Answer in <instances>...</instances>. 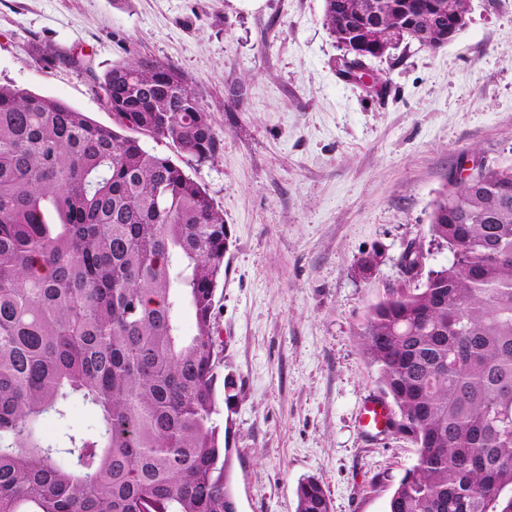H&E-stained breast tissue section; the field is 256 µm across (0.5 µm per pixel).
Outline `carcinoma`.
<instances>
[{
    "instance_id": "1",
    "label": "carcinoma",
    "mask_w": 512,
    "mask_h": 512,
    "mask_svg": "<svg viewBox=\"0 0 512 512\" xmlns=\"http://www.w3.org/2000/svg\"><path fill=\"white\" fill-rule=\"evenodd\" d=\"M338 2L375 20L369 58L448 26L428 17L448 0H324L338 42ZM99 87L111 127L0 86V512H237L214 318L229 230L173 160L209 162L223 140L169 64H115ZM430 233L452 258L385 289L357 331L416 447L386 512H512V166L444 189ZM74 398L96 434L45 438ZM296 497V512H332L311 477Z\"/></svg>"
}]
</instances>
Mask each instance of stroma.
I'll return each mask as SVG.
<instances>
[{"label": "stroma", "mask_w": 512, "mask_h": 512, "mask_svg": "<svg viewBox=\"0 0 512 512\" xmlns=\"http://www.w3.org/2000/svg\"><path fill=\"white\" fill-rule=\"evenodd\" d=\"M437 51L402 43L370 59L376 90L341 77L324 0H0V85L57 97L108 126L113 64L177 68L223 140L183 158L231 234L215 323L238 512H296L316 478L333 512H385L416 458L401 435L364 432L380 395L357 331L429 243L433 203L463 162L512 165V0H470ZM382 254L371 278L357 265Z\"/></svg>", "instance_id": "35a3bbf8"}]
</instances>
